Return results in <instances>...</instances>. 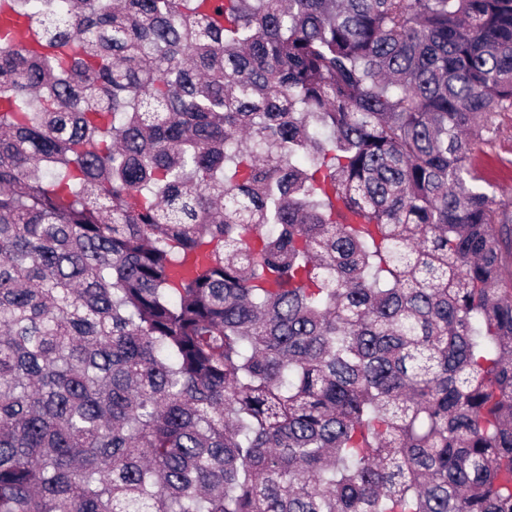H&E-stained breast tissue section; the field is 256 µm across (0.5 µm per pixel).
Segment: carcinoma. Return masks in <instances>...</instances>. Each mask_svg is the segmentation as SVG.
Here are the masks:
<instances>
[{
	"mask_svg": "<svg viewBox=\"0 0 512 512\" xmlns=\"http://www.w3.org/2000/svg\"><path fill=\"white\" fill-rule=\"evenodd\" d=\"M512 0H0V512H512ZM474 154L497 199L508 203L512 212V113L500 121L490 142L476 146Z\"/></svg>",
	"mask_w": 512,
	"mask_h": 512,
	"instance_id": "cac0c4a2",
	"label": "carcinoma"
}]
</instances>
